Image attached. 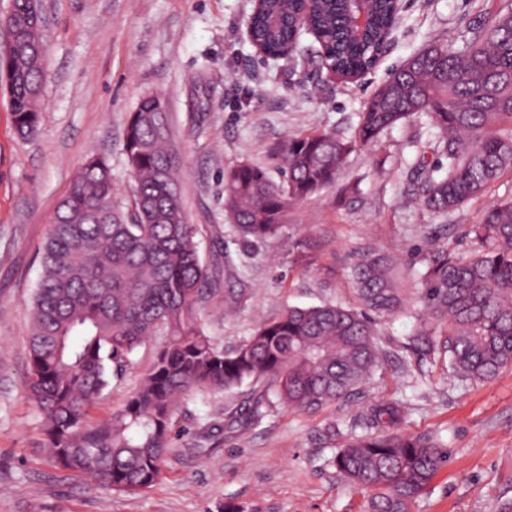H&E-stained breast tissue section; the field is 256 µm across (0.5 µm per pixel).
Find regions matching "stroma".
<instances>
[{
    "label": "stroma",
    "instance_id": "obj_1",
    "mask_svg": "<svg viewBox=\"0 0 512 512\" xmlns=\"http://www.w3.org/2000/svg\"><path fill=\"white\" fill-rule=\"evenodd\" d=\"M46 18L44 112L36 134H15L0 93V512H364L363 495L331 464L320 433L347 434L362 408L406 401V428L436 432L449 459L413 512H502L512 502V368L486 383L448 377L437 355L403 348L422 313L412 297L432 249L468 255L469 225L512 197V173L481 198L445 215L405 204L406 172L430 137L425 119L399 125L375 145L354 142L362 112L389 73L430 43L461 44L504 0H404L400 23L378 65L354 81L329 77L302 34L295 52L258 54L247 33L254 0H42ZM164 99L181 173L186 220L197 225L199 254L226 250L235 260L229 288L248 298L233 314L203 310L198 324L225 348L288 306L356 305L351 267L358 252L389 257L410 302L378 319L386 352L351 403L309 415L278 400L246 435L215 430L251 391L195 392L173 418L172 452L158 481L140 494L116 493L59 470L42 417L28 398L29 310L40 277V250L59 202L86 157L108 158L123 197L131 178L121 152L129 112L142 96ZM330 132L351 141L334 186L290 210L280 237L241 247L224 216L222 176L246 161L270 166V146L289 136ZM311 240L319 260L289 269L288 251ZM164 337L139 346L120 378L90 409L97 425L122 408L151 368Z\"/></svg>",
    "mask_w": 512,
    "mask_h": 512
}]
</instances>
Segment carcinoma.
I'll use <instances>...</instances> for the list:
<instances>
[{
	"instance_id": "1",
	"label": "carcinoma",
	"mask_w": 512,
	"mask_h": 512,
	"mask_svg": "<svg viewBox=\"0 0 512 512\" xmlns=\"http://www.w3.org/2000/svg\"><path fill=\"white\" fill-rule=\"evenodd\" d=\"M364 29L352 35L349 0H262L250 18L252 39L278 57L296 49L303 24L320 45L322 67L342 78L376 66L395 27L396 0H367ZM30 6L14 0L8 20L14 40L6 90L16 135L26 139L41 121V67L46 45L29 36ZM160 98L148 95L130 113L121 151L133 187L127 199L112 187L108 160L90 155L57 208L45 242L42 274L32 299L27 387L43 415L53 464L137 495L161 475L171 453L173 417L193 392L253 389L224 428L245 431L263 417L268 393L288 409L315 414L357 396L381 367L385 351L375 317L406 302L388 261L360 252L352 266L364 306L288 307L226 349L197 324L200 307L237 305L245 291L224 289L233 258L217 252L202 263L197 227L187 223L170 135L155 130ZM424 115L434 129L428 151L408 172L412 194L446 214L481 196L512 172V7L488 30L455 48L431 44L409 57L361 113L359 142ZM352 143L329 133L289 137L270 153L279 178L265 166L240 162L224 170V213L245 249L281 235L289 209L332 186ZM473 253L438 247L420 274L424 309L408 345L431 346L436 323L448 372L487 382L512 368V199L488 206L468 229ZM316 262L303 237L288 252L293 267ZM167 336L150 372L124 406L89 426V409L122 374L134 350ZM398 399L372 404L362 432L342 437L333 463L367 495V512H412L448 462L447 445L432 433L404 428Z\"/></svg>"
}]
</instances>
